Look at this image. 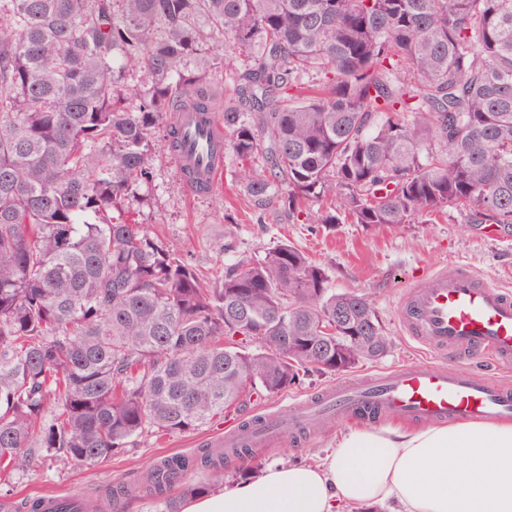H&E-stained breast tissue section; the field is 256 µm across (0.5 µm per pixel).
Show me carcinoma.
I'll return each instance as SVG.
<instances>
[{
	"label": "carcinoma",
	"mask_w": 512,
	"mask_h": 512,
	"mask_svg": "<svg viewBox=\"0 0 512 512\" xmlns=\"http://www.w3.org/2000/svg\"><path fill=\"white\" fill-rule=\"evenodd\" d=\"M226 36L246 64L224 136L256 209L397 228L459 206L467 224H512V0H0L1 469L95 465L389 352L368 297L328 288L295 246L210 279L126 216L176 148L151 129L216 109L188 64ZM224 457L156 463L104 504L14 510L144 493L178 512L171 485Z\"/></svg>",
	"instance_id": "carcinoma-1"
}]
</instances>
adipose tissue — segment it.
I'll use <instances>...</instances> for the list:
<instances>
[{
  "label": "adipose tissue",
  "instance_id": "1",
  "mask_svg": "<svg viewBox=\"0 0 512 512\" xmlns=\"http://www.w3.org/2000/svg\"><path fill=\"white\" fill-rule=\"evenodd\" d=\"M512 512V423L351 427L314 463H276L183 512Z\"/></svg>",
  "mask_w": 512,
  "mask_h": 512
}]
</instances>
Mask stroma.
<instances>
[{"mask_svg": "<svg viewBox=\"0 0 512 512\" xmlns=\"http://www.w3.org/2000/svg\"><path fill=\"white\" fill-rule=\"evenodd\" d=\"M211 55L223 97H237L235 74L244 67L243 56L228 38L215 43ZM237 166L236 155L225 150L223 179L210 193L196 195L183 188L173 152L162 151L154 160L150 180L136 187L130 211L150 233L180 251L198 273L209 278L220 276L244 253L259 254L281 241L293 244L325 268L330 288L368 296L392 339L387 356L361 362L344 375L312 373L302 383L262 395L243 410L226 413L187 433L143 435L96 465L59 457L17 463L9 475L0 477V503L49 496L100 497L113 484L137 478L154 462L190 455L215 443L226 422L265 413L285 415L307 395L347 375L376 373L406 362L431 364L430 354L403 334L394 316L400 296L413 284L426 281L430 271L463 263L512 291V226L468 224L455 209L433 220L418 216L397 228L306 224L277 210H256L234 181ZM358 424L355 418L342 419L314 433L281 439L254 449L252 456L226 458L220 470L196 472L191 481L208 484L215 492L260 476L272 463L311 460L334 434Z\"/></svg>", "mask_w": 512, "mask_h": 512, "instance_id": "stroma-1", "label": "stroma"}]
</instances>
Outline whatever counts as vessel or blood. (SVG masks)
Wrapping results in <instances>:
<instances>
[{
	"instance_id": "vessel-or-blood-1",
	"label": "vessel or blood",
	"mask_w": 512,
	"mask_h": 512,
	"mask_svg": "<svg viewBox=\"0 0 512 512\" xmlns=\"http://www.w3.org/2000/svg\"><path fill=\"white\" fill-rule=\"evenodd\" d=\"M173 121L180 169L196 172L193 190L208 193L224 174V125L212 111L177 112ZM395 312L403 333L434 353H482L493 366L512 364V291L467 266L431 272L422 285L403 294ZM344 416L407 423L507 421L512 419V388L478 381L465 369L404 366L327 388L298 403L287 422L273 417L241 422L225 431L224 445L257 448Z\"/></svg>"
}]
</instances>
